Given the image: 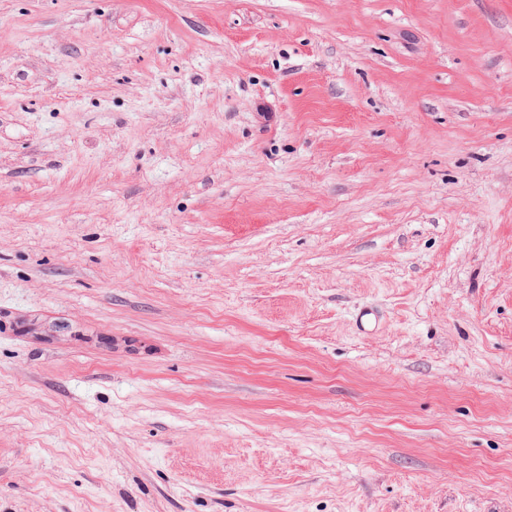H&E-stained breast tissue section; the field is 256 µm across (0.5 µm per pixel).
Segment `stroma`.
Wrapping results in <instances>:
<instances>
[{
  "label": "stroma",
  "mask_w": 512,
  "mask_h": 512,
  "mask_svg": "<svg viewBox=\"0 0 512 512\" xmlns=\"http://www.w3.org/2000/svg\"><path fill=\"white\" fill-rule=\"evenodd\" d=\"M0 512H512V0H0Z\"/></svg>",
  "instance_id": "obj_1"
}]
</instances>
